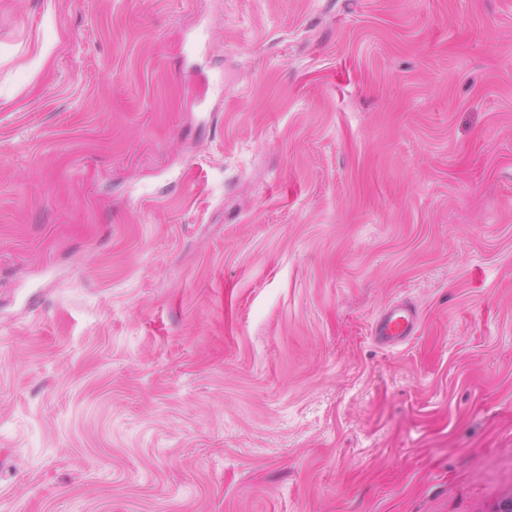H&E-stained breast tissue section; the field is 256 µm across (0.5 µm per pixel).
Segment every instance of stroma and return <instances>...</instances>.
<instances>
[{"label":"stroma","mask_w":512,"mask_h":512,"mask_svg":"<svg viewBox=\"0 0 512 512\" xmlns=\"http://www.w3.org/2000/svg\"><path fill=\"white\" fill-rule=\"evenodd\" d=\"M511 492L512 0H0V512ZM416 318V311L408 305L391 307L377 319L374 337L384 344L406 340L413 333Z\"/></svg>","instance_id":"1"}]
</instances>
